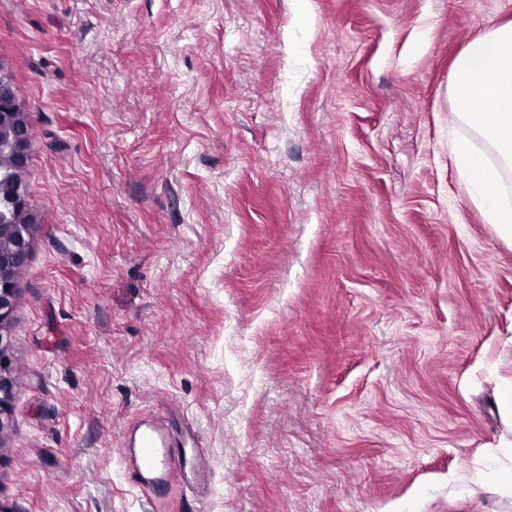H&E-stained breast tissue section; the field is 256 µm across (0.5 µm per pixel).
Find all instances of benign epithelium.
Wrapping results in <instances>:
<instances>
[{
	"mask_svg": "<svg viewBox=\"0 0 512 512\" xmlns=\"http://www.w3.org/2000/svg\"><path fill=\"white\" fill-rule=\"evenodd\" d=\"M17 88L0 63V431L3 430L15 395L13 380L6 374V328L16 306V272L28 260L30 235L37 218L18 178L32 149L26 113L16 102ZM19 214L26 216L15 223Z\"/></svg>",
	"mask_w": 512,
	"mask_h": 512,
	"instance_id": "benign-epithelium-1",
	"label": "benign epithelium"
}]
</instances>
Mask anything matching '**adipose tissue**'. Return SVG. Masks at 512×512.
<instances>
[{"instance_id": "ef3b65f1", "label": "adipose tissue", "mask_w": 512, "mask_h": 512, "mask_svg": "<svg viewBox=\"0 0 512 512\" xmlns=\"http://www.w3.org/2000/svg\"><path fill=\"white\" fill-rule=\"evenodd\" d=\"M456 116L490 146L496 161L487 163L466 146L457 159L471 178L476 201L485 207L499 234L512 240V206L497 201L500 171L512 168V24L500 26L469 44L453 74Z\"/></svg>"}]
</instances>
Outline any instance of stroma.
<instances>
[{
    "label": "stroma",
    "instance_id": "stroma-1",
    "mask_svg": "<svg viewBox=\"0 0 512 512\" xmlns=\"http://www.w3.org/2000/svg\"><path fill=\"white\" fill-rule=\"evenodd\" d=\"M512 0H0L37 216L0 512H512V243L456 61ZM180 458L161 497L135 426Z\"/></svg>",
    "mask_w": 512,
    "mask_h": 512
}]
</instances>
